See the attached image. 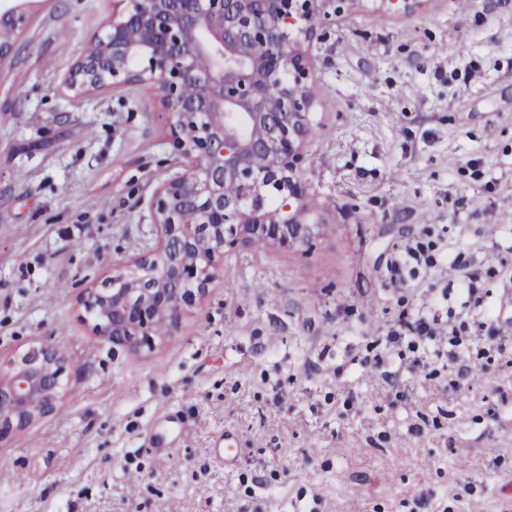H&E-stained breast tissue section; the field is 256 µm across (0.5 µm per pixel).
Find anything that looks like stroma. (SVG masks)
<instances>
[{
  "instance_id": "35a3bbf8",
  "label": "stroma",
  "mask_w": 512,
  "mask_h": 512,
  "mask_svg": "<svg viewBox=\"0 0 512 512\" xmlns=\"http://www.w3.org/2000/svg\"><path fill=\"white\" fill-rule=\"evenodd\" d=\"M0 60V372L66 357L55 413L0 444V512H512V0H352L304 43L311 250L245 245L150 349L86 292L154 244L180 169L160 94L62 79L112 0H17ZM419 243L434 265L392 263ZM471 267V280L459 269ZM481 297L478 309L468 295ZM466 321L417 363L391 326ZM0 4V59L10 55L15 46V40L22 37L27 27V17L13 6L2 7ZM13 37L12 40H9Z\"/></svg>"
}]
</instances>
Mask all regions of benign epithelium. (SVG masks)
Here are the masks:
<instances>
[{
    "label": "benign epithelium",
    "mask_w": 512,
    "mask_h": 512,
    "mask_svg": "<svg viewBox=\"0 0 512 512\" xmlns=\"http://www.w3.org/2000/svg\"><path fill=\"white\" fill-rule=\"evenodd\" d=\"M346 0H113L112 19L64 77L69 89L148 83L171 118L182 170L156 188V244L112 263V289L86 293L96 331L115 346L152 348L219 276L224 255L261 241L310 248L300 172L310 130L302 41L323 5ZM27 17L0 6V59ZM64 357L43 343L0 378V443L54 412Z\"/></svg>",
    "instance_id": "1"
}]
</instances>
